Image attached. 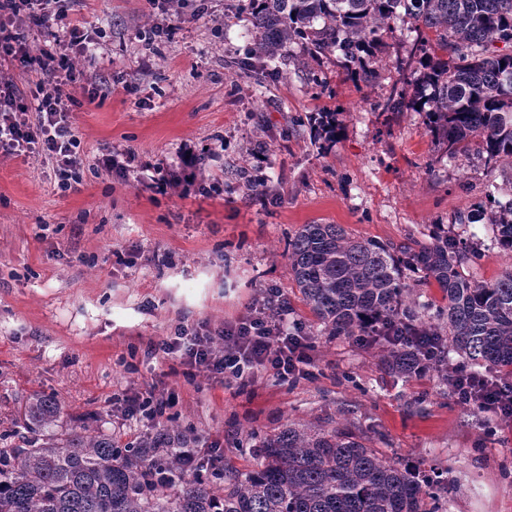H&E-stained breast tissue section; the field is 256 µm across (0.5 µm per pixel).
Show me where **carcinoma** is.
<instances>
[{
	"mask_svg": "<svg viewBox=\"0 0 512 512\" xmlns=\"http://www.w3.org/2000/svg\"><path fill=\"white\" fill-rule=\"evenodd\" d=\"M256 33L250 68L262 79L266 63L302 46L306 60L336 56L347 77L369 83L382 32L407 17L417 26L421 92L391 95L385 108L419 110L444 153L478 157L493 171L512 161V0H249ZM511 47L501 51L497 44ZM315 132L336 140L333 112H320ZM491 216L492 245L512 254V199ZM484 203V204H486ZM480 203L467 220L484 212ZM484 243L452 231L400 244L356 239L339 224H304L288 238V262L303 300L331 337H370L382 361L401 378L403 359L422 353L392 345L388 336L421 332L437 340L430 370L451 389L459 367L512 382V270L492 282L469 276ZM437 285L441 304L415 309L406 280ZM62 408L52 395H29L0 440V512H445L442 472L405 465L342 428L290 423L265 436L246 473L197 461L183 468L191 439L162 429L119 444L102 434L58 429Z\"/></svg>",
	"mask_w": 512,
	"mask_h": 512,
	"instance_id": "1",
	"label": "carcinoma"
}]
</instances>
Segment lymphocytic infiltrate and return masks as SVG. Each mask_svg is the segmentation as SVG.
Here are the masks:
<instances>
[{"label": "lymphocytic infiltrate", "instance_id": "lymphocytic-infiltrate-1", "mask_svg": "<svg viewBox=\"0 0 512 512\" xmlns=\"http://www.w3.org/2000/svg\"><path fill=\"white\" fill-rule=\"evenodd\" d=\"M19 16L38 27L41 47L32 48L24 36L14 33ZM68 17L63 0H0V62L40 76L27 96L12 80L0 78V149H39L52 162L63 191L81 183L79 142L68 122L73 98L64 86L75 80L78 57L87 43L81 26L68 24ZM61 24L68 27L64 40L55 31ZM312 349L299 324L288 321L287 297L271 289L264 294L260 315L225 323L220 329L182 326L162 342H147L145 352L171 355L180 365L220 384L258 367L284 379L302 375L312 361Z\"/></svg>", "mask_w": 512, "mask_h": 512}]
</instances>
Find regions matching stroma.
<instances>
[{"instance_id":"stroma-1","label":"stroma","mask_w":512,"mask_h":512,"mask_svg":"<svg viewBox=\"0 0 512 512\" xmlns=\"http://www.w3.org/2000/svg\"><path fill=\"white\" fill-rule=\"evenodd\" d=\"M70 18L107 33L67 87L80 185L61 191L41 155L0 153V418L33 391L52 393L65 429L126 443L175 422L240 473L257 462L255 437L291 422L337 426L443 470L448 512H512V422L485 433L436 373L397 379L378 348L322 336L288 263V238L305 224L393 243L438 226L485 240L475 280L512 268L487 221H454L486 192L512 199V162L490 173L477 154L447 158L422 113L383 109L392 92H414L398 69L416 60L411 21L393 22L378 78L357 84L336 60L305 62L296 43L257 79L248 15L224 0L155 12L145 0H80ZM315 112L336 115L322 149L303 123ZM108 152L132 158L107 170ZM268 288L313 339L310 377L259 369L219 385L145 357L178 324L219 328L252 313ZM153 385L175 395L164 418L123 412L117 395Z\"/></svg>"}]
</instances>
